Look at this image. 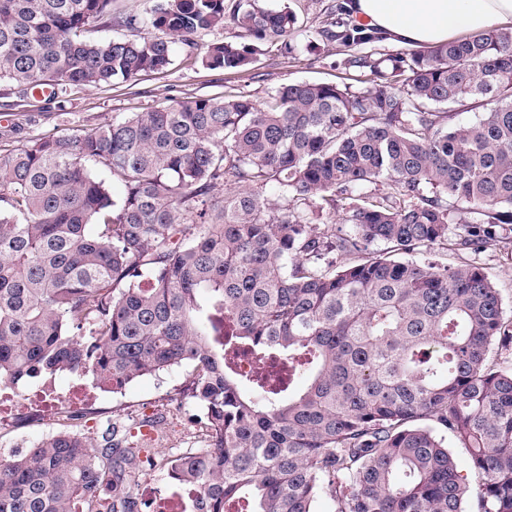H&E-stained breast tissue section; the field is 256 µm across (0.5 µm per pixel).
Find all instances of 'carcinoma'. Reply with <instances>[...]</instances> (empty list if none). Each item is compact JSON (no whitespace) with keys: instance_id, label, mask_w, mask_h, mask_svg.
Masks as SVG:
<instances>
[{"instance_id":"1","label":"carcinoma","mask_w":512,"mask_h":512,"mask_svg":"<svg viewBox=\"0 0 512 512\" xmlns=\"http://www.w3.org/2000/svg\"><path fill=\"white\" fill-rule=\"evenodd\" d=\"M149 2L97 42L112 0H0V80H130L226 22L249 41L209 44L210 69L294 51L288 10ZM321 36L372 86L175 101L0 151V380L76 370L118 393L187 364L204 435L160 457L115 425L101 444L64 430L0 462V512H142L152 457L197 512H512V313L477 262L512 250V30L385 57L338 3ZM457 210L454 213L453 224H449L448 229V250H443L440 252V260L449 265L455 264L458 261L457 251L454 250V240L456 239L455 234L461 231L463 225L470 220V215L468 214L467 205L464 203H459L457 205Z\"/></svg>"}]
</instances>
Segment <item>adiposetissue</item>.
Listing matches in <instances>:
<instances>
[{
  "label": "adipose tissue",
  "instance_id": "1",
  "mask_svg": "<svg viewBox=\"0 0 512 512\" xmlns=\"http://www.w3.org/2000/svg\"><path fill=\"white\" fill-rule=\"evenodd\" d=\"M352 14L401 45L433 46L512 21V0H354Z\"/></svg>",
  "mask_w": 512,
  "mask_h": 512
}]
</instances>
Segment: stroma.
Wrapping results in <instances>:
<instances>
[{
  "label": "stroma",
  "mask_w": 512,
  "mask_h": 512,
  "mask_svg": "<svg viewBox=\"0 0 512 512\" xmlns=\"http://www.w3.org/2000/svg\"><path fill=\"white\" fill-rule=\"evenodd\" d=\"M337 2L260 0L263 7H286L295 14L300 28L298 48L286 55L279 45L264 44L256 62L245 68L210 69L178 49L166 71L144 73L127 81L115 80L97 87H73L58 95L36 92L22 98L12 83L1 81L0 146H22L52 133L57 127L75 133L176 100L233 92L262 105L280 85L297 81L369 87L368 73L345 68L347 49L320 35ZM480 262L499 289L506 309L512 310V252L491 247L481 254ZM189 373V368L179 367L140 378L118 393H101L97 399L80 405L79 419L70 424L75 430L97 439L102 433V420H117L131 427L146 415L159 423L163 438L157 448L161 455H168L175 448L190 447L198 439V430L188 420L195 407L191 400L182 396Z\"/></svg>",
  "instance_id": "35a3bbf8"
}]
</instances>
